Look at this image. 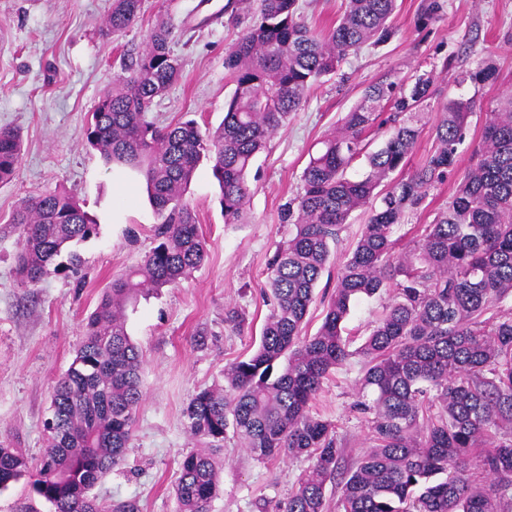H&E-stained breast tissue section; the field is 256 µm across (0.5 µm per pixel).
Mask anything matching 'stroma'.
Here are the masks:
<instances>
[{
    "label": "stroma",
    "instance_id": "1",
    "mask_svg": "<svg viewBox=\"0 0 512 512\" xmlns=\"http://www.w3.org/2000/svg\"><path fill=\"white\" fill-rule=\"evenodd\" d=\"M226 2L145 0L138 21L112 37L105 33L112 0H0V129L18 130L23 139L13 179L0 182V445L20 451L29 465L45 452L52 391L75 357L87 317L112 277L137 266L155 244L158 218L143 179L104 165L85 142L87 119L124 75L125 60L141 53L163 20L173 28L182 71L154 103L152 117L162 125L187 116L201 129L217 127L233 92L224 55L240 32L222 11ZM442 3L426 22L422 0H398L391 39L350 54L336 74L322 79L255 158L246 223H225L211 163L200 162L185 199L207 257L178 285L138 297L127 308V332L143 353V401L122 463L92 490L99 501L132 502L138 512H177L179 464L197 449L183 410L199 389L223 384L230 362L256 348L269 312L266 262L292 230L280 220L281 207L300 191L310 153L359 104L367 86L431 77L434 93L407 165L411 171L434 151V127L448 99L474 100L456 167L397 230L399 249L412 246L421 225L447 207L482 148L486 112L512 91V0ZM489 64L497 71L495 82L469 81V73ZM55 189L79 199L98 234L80 245L78 273L52 272L26 288L15 274L20 231L11 216L26 199ZM389 300L385 293L353 303L344 335L355 354L325 380L313 407L335 425L348 465L369 446L367 423L353 407L362 376L357 350ZM229 305L245 313L244 332L225 327ZM217 456L223 463L220 494L209 512H278L311 464L304 456L257 461L233 436ZM0 512L54 508L34 493L26 475L0 489Z\"/></svg>",
    "mask_w": 512,
    "mask_h": 512
}]
</instances>
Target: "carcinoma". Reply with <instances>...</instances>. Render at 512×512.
<instances>
[{
	"label": "carcinoma",
	"mask_w": 512,
	"mask_h": 512,
	"mask_svg": "<svg viewBox=\"0 0 512 512\" xmlns=\"http://www.w3.org/2000/svg\"><path fill=\"white\" fill-rule=\"evenodd\" d=\"M345 2L336 24L317 31L302 20L299 0H248V23L224 55L234 91L214 129L148 117L181 74L166 22L152 29L131 74L118 78L91 113L87 144L106 164L144 177L159 219L157 245L137 269L112 277L54 387L48 448L32 482L54 512H137L132 503L111 507L92 495L122 463L143 399V359L126 330L127 307L178 284L205 261L204 238L185 202L200 159L212 162L225 223H244L247 175L271 137L348 55L390 40L397 0ZM142 11L143 0H112L107 30L124 32ZM431 85L421 75L407 87L368 86L309 156L301 192L283 205L294 230L268 262L270 309L258 347L225 368L224 385L200 390L184 410L190 437L204 449L181 463L178 512H208L220 493L213 449L224 447L230 432L257 460L312 459L280 512H324L331 479L341 485L343 512H512V309L502 306L512 297V95L489 112L484 148L448 207L412 248L398 252L395 227L455 167L474 109L471 100H448L435 127L436 149L405 173ZM382 104L403 120L371 150L370 137L386 124ZM21 146L18 132L0 130V182L14 176ZM358 160L366 171L352 178L348 170ZM364 208L367 221L337 270L322 325L304 335L332 245ZM13 223L21 231L17 275L27 287L51 266L77 273L76 246L98 234V224L64 190L27 199ZM389 288L391 300L356 352L364 358L357 409L367 416L371 446L346 467L335 427L312 406L329 375L356 354L343 336L353 302ZM224 324L236 333L248 326L235 306L225 308ZM475 448L482 480L471 465ZM28 471L22 454L0 446V488Z\"/></svg>",
	"instance_id": "cac0c4a2"
}]
</instances>
